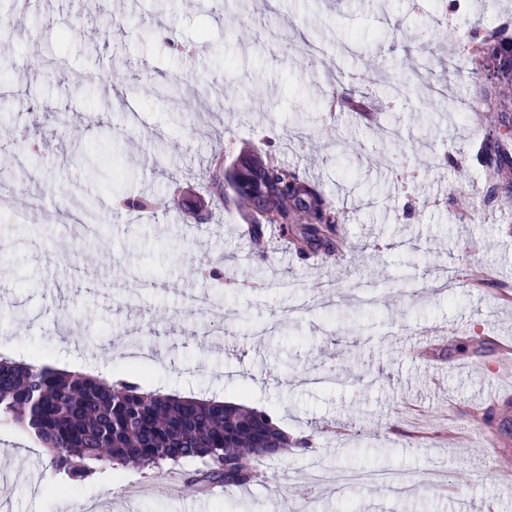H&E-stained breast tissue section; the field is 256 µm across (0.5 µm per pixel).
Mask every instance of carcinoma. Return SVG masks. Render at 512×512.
<instances>
[{
    "label": "carcinoma",
    "mask_w": 512,
    "mask_h": 512,
    "mask_svg": "<svg viewBox=\"0 0 512 512\" xmlns=\"http://www.w3.org/2000/svg\"><path fill=\"white\" fill-rule=\"evenodd\" d=\"M485 42L493 44L483 64L491 83L479 93L484 111L502 119L512 112V34L502 28L487 33ZM480 160L496 175L495 183L512 182L508 150L490 145ZM212 186L225 203L240 207L257 244L266 225L277 224L288 235L293 224L305 246L328 253L340 248L338 225L345 223V213L271 151L241 149L224 173L213 176ZM0 418L20 424L51 449V468L73 482L87 479L97 466L137 463L152 469L199 460L205 469L187 479L191 488L245 487L258 478L254 461L260 446L284 452L312 447L307 436L290 439L265 411L146 391L130 380L109 385L7 359L0 360Z\"/></svg>",
    "instance_id": "obj_1"
}]
</instances>
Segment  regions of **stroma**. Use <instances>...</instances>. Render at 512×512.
I'll return each mask as SVG.
<instances>
[{"label": "stroma", "instance_id": "stroma-1", "mask_svg": "<svg viewBox=\"0 0 512 512\" xmlns=\"http://www.w3.org/2000/svg\"><path fill=\"white\" fill-rule=\"evenodd\" d=\"M453 13L467 49L436 34L437 0H0L16 51L0 80V355L114 372L149 340L142 386L269 411L310 450L262 457L264 481L187 491L198 461L98 467L72 485L0 422V512H512L496 475L512 453V206L485 201L490 129L473 97L487 31L512 0ZM409 78L406 95L391 86ZM370 117L324 128L335 90ZM345 211L342 255L254 252L215 162L280 149ZM43 165L22 166L31 143ZM153 209L117 208L119 192ZM104 217L80 238L86 198ZM223 309L189 311L184 290ZM428 360L414 356L419 340ZM315 465L404 473L395 486L299 491Z\"/></svg>", "mask_w": 512, "mask_h": 512}]
</instances>
